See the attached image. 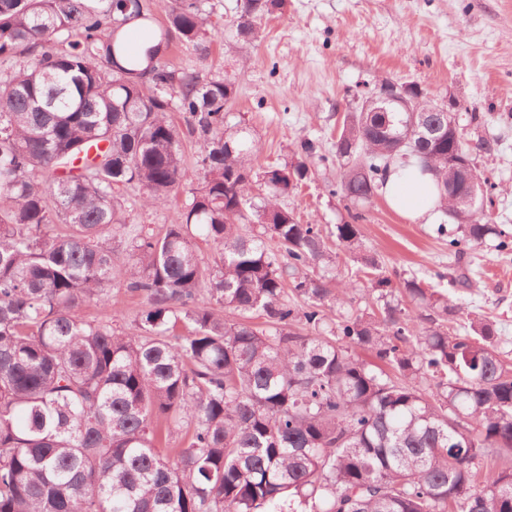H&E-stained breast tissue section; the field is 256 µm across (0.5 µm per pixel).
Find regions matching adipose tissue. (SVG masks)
I'll return each mask as SVG.
<instances>
[{
    "label": "adipose tissue",
    "mask_w": 512,
    "mask_h": 512,
    "mask_svg": "<svg viewBox=\"0 0 512 512\" xmlns=\"http://www.w3.org/2000/svg\"><path fill=\"white\" fill-rule=\"evenodd\" d=\"M431 176L413 168L393 171L384 187L389 206L400 215L417 224L436 223L439 212L432 198Z\"/></svg>",
    "instance_id": "1"
}]
</instances>
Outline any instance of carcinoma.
Masks as SVG:
<instances>
[{
  "mask_svg": "<svg viewBox=\"0 0 512 512\" xmlns=\"http://www.w3.org/2000/svg\"><path fill=\"white\" fill-rule=\"evenodd\" d=\"M208 4L166 0L160 24L125 0H0V512H512V352L490 318L457 322L469 274L446 295L396 285L363 253L361 213L325 232L282 204L310 159L357 202L412 164L456 221L448 251L507 252L504 225L448 199L469 146L416 133L384 81L334 152L302 140L257 168L225 112L233 79L166 59L208 55ZM279 6L240 0L236 36ZM186 134L201 151L177 219L126 223L121 189L160 207L187 181ZM342 250L378 312L331 275ZM117 274L144 302L121 330ZM354 304L353 307L358 312L372 313L376 310V297L377 291H373L372 284L366 278L358 281L356 284V291L353 292Z\"/></svg>",
  "mask_w": 512,
  "mask_h": 512,
  "instance_id": "obj_1",
  "label": "carcinoma"
}]
</instances>
